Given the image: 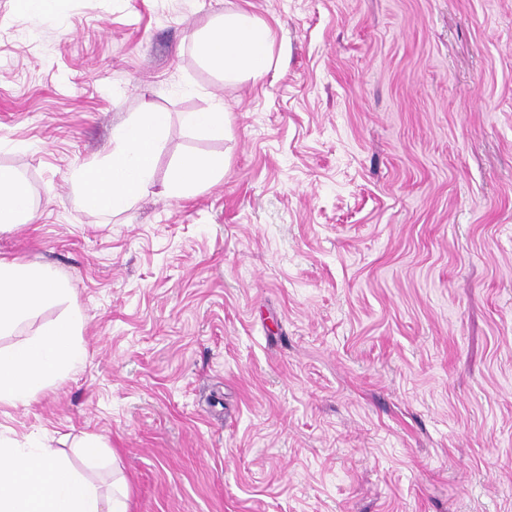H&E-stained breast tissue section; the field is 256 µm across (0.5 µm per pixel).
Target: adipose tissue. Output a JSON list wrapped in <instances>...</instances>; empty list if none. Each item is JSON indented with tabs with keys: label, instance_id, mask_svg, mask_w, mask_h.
Returning <instances> with one entry per match:
<instances>
[{
	"label": "adipose tissue",
	"instance_id": "ef3b65f1",
	"mask_svg": "<svg viewBox=\"0 0 512 512\" xmlns=\"http://www.w3.org/2000/svg\"><path fill=\"white\" fill-rule=\"evenodd\" d=\"M198 55L228 77H261L269 67V26L237 9L194 38ZM168 113L144 107L114 134L104 161L76 174L80 205L114 213L130 209L149 186L164 146ZM224 171L220 157L178 158L166 186L186 196ZM33 213L25 182L0 169V230L27 222ZM70 290L47 265L0 260V331L26 321L45 304L63 306L62 315L33 337L0 349V403L28 404L51 382L79 366L85 350L76 339L80 316L67 308ZM0 512H128V489L120 468L108 487L76 473L56 449L20 448L0 439Z\"/></svg>",
	"mask_w": 512,
	"mask_h": 512
}]
</instances>
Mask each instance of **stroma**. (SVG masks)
I'll use <instances>...</instances> for the list:
<instances>
[{
    "label": "stroma",
    "instance_id": "stroma-1",
    "mask_svg": "<svg viewBox=\"0 0 512 512\" xmlns=\"http://www.w3.org/2000/svg\"><path fill=\"white\" fill-rule=\"evenodd\" d=\"M272 32L227 80L189 35ZM171 116L152 180L83 209L143 104ZM223 105L226 133L186 112ZM221 178L169 195L176 159ZM34 217L0 260L47 263L82 365L0 437L116 451L131 512H512V0H0V168ZM21 14L34 22L59 20L64 15L65 0H15Z\"/></svg>",
    "mask_w": 512,
    "mask_h": 512
}]
</instances>
